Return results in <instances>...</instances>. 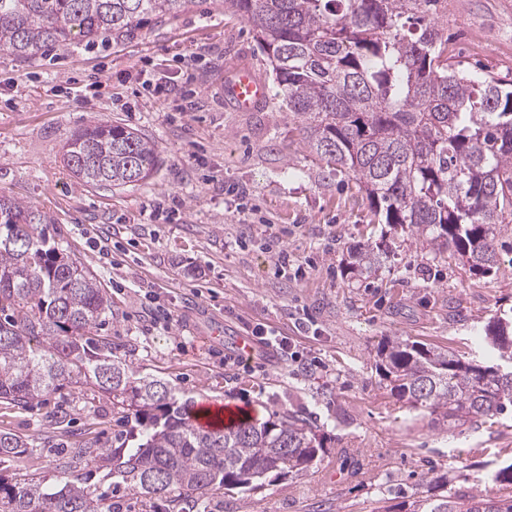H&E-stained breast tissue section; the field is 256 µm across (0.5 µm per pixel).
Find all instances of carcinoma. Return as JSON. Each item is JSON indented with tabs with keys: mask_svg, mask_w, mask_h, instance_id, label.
<instances>
[{
	"mask_svg": "<svg viewBox=\"0 0 512 512\" xmlns=\"http://www.w3.org/2000/svg\"><path fill=\"white\" fill-rule=\"evenodd\" d=\"M189 0H0V51L20 60L80 37L93 42L178 15ZM439 0H224L247 20L267 57L276 98L300 122L312 155L332 176L359 181L379 223L425 239L469 271L490 277L512 243V79L473 75L448 56L431 22ZM64 161L93 186L151 177L155 145L126 125L96 122L72 134ZM51 218L0 196V401L25 407L66 383L92 384L131 412L130 446L112 449V473L150 499L195 503L213 490L250 491L307 469L323 450L316 427L292 411L200 428L194 401L137 377L90 337L108 310L101 285L49 244ZM389 255L380 242L354 253L371 276ZM488 358L465 360L417 342H387L377 371L413 408L450 427L483 424L512 407V315L484 329ZM29 443L0 431V458ZM48 488L0 480V512H113L112 497L68 477ZM413 512H512V496L422 495Z\"/></svg>",
	"mask_w": 512,
	"mask_h": 512,
	"instance_id": "obj_1",
	"label": "carcinoma"
}]
</instances>
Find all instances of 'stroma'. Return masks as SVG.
<instances>
[{"label":"stroma","instance_id":"stroma-1","mask_svg":"<svg viewBox=\"0 0 512 512\" xmlns=\"http://www.w3.org/2000/svg\"><path fill=\"white\" fill-rule=\"evenodd\" d=\"M436 26L469 72L512 78V0H442ZM242 64L272 81L251 24L222 0H190L173 20L24 62L0 51V195L49 215L50 240L101 283L109 309L91 335L135 375L260 420L290 409L315 421L324 449L307 470L209 492L201 512H409L435 485L512 495L494 479L512 464V412L453 429L399 400L376 371L396 338L484 360L480 335L512 309V267L483 278L420 240L382 236L356 180L323 171L277 99L250 112L225 101L224 78ZM143 73L174 93L143 89ZM100 120L155 144L150 179L96 187L71 173L64 142ZM381 239L392 252L376 275L347 273L351 250ZM283 248L296 263L276 266ZM217 324L247 335L264 326L298 358L260 346L249 369L227 365L230 348L202 339ZM128 429L91 385H64L30 408L0 401V430L34 446L24 461H1L0 480L53 485L67 450L119 446ZM70 474L111 490L118 512L164 508L109 467L81 461Z\"/></svg>","mask_w":512,"mask_h":512}]
</instances>
